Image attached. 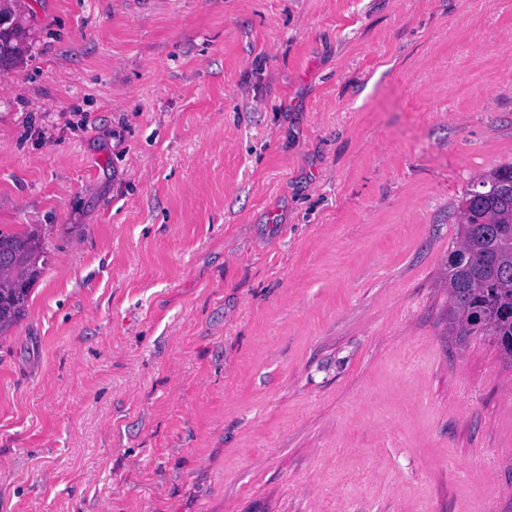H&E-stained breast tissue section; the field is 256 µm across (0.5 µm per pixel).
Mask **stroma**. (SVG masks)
Listing matches in <instances>:
<instances>
[{"label":"stroma","instance_id":"obj_1","mask_svg":"<svg viewBox=\"0 0 512 512\" xmlns=\"http://www.w3.org/2000/svg\"><path fill=\"white\" fill-rule=\"evenodd\" d=\"M24 2L0 512H512V364L445 277L512 0ZM19 268L15 263L21 265ZM48 258L39 232L3 230L0 227V336L24 315L30 285L41 273Z\"/></svg>","mask_w":512,"mask_h":512}]
</instances>
